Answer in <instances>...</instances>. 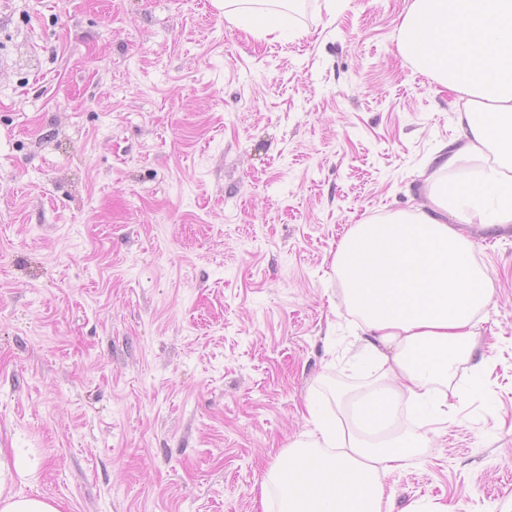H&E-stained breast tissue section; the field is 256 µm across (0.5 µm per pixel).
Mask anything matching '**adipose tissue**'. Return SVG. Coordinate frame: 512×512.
<instances>
[{
  "mask_svg": "<svg viewBox=\"0 0 512 512\" xmlns=\"http://www.w3.org/2000/svg\"><path fill=\"white\" fill-rule=\"evenodd\" d=\"M276 2L224 0V18L235 25L255 18L264 33L278 34ZM399 50L463 100V141L432 158L427 208L353 225L332 265L359 319L363 357L381 367L362 412L378 414L398 397L423 420L413 431L382 435L355 420L344 448L335 426L306 403L310 430L268 475L281 492L279 512H392L386 479L429 447L433 425L447 423L446 388L472 360L478 314L494 296L458 227L512 224V0H412ZM450 176L455 185H447ZM21 468L20 457L0 454V512H61L54 500L7 489V474Z\"/></svg>",
  "mask_w": 512,
  "mask_h": 512,
  "instance_id": "adipose-tissue-1",
  "label": "adipose tissue"
}]
</instances>
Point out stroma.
<instances>
[{"label": "stroma", "instance_id": "obj_1", "mask_svg": "<svg viewBox=\"0 0 512 512\" xmlns=\"http://www.w3.org/2000/svg\"><path fill=\"white\" fill-rule=\"evenodd\" d=\"M411 0H0V450L62 512H278L267 473L353 364L332 257L412 214L463 103L398 50ZM495 295L480 372L387 480L397 512H512V233L464 224ZM276 2L284 1L224 0V19L229 23L240 25L247 19L259 18L264 33H277V37H281V13L275 7Z\"/></svg>", "mask_w": 512, "mask_h": 512}]
</instances>
